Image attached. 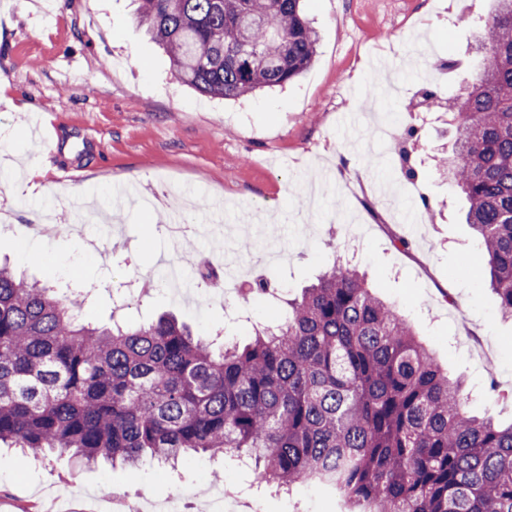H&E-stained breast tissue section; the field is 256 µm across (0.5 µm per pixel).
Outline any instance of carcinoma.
Returning a JSON list of instances; mask_svg holds the SVG:
<instances>
[{"label":"carcinoma","mask_w":512,"mask_h":512,"mask_svg":"<svg viewBox=\"0 0 512 512\" xmlns=\"http://www.w3.org/2000/svg\"><path fill=\"white\" fill-rule=\"evenodd\" d=\"M301 0H141L175 76L204 95L283 86L313 61ZM489 65L448 102V179L512 318V0L483 21ZM85 294L0 267V442L135 467L246 456L288 493L307 479L361 512H512V423L479 418L461 381L348 263L224 347L173 317L102 327Z\"/></svg>","instance_id":"cac0c4a2"}]
</instances>
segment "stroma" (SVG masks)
I'll use <instances>...</instances> for the list:
<instances>
[{
    "mask_svg": "<svg viewBox=\"0 0 512 512\" xmlns=\"http://www.w3.org/2000/svg\"><path fill=\"white\" fill-rule=\"evenodd\" d=\"M0 0V263L65 291L62 266L77 262L96 322H148L171 312L204 335L249 342L270 304L250 294L270 277L291 298L334 261L358 266L370 287L415 326L451 377L492 398L477 415L512 423V322L478 269L467 203L437 162L453 155L447 115L421 125L417 182L432 223L404 225L414 199L397 155L368 137L397 90L433 85L459 95L486 65L479 29L493 0H303L317 33L314 64L286 88L236 100L180 85L167 53L136 19V0ZM42 169V195L5 193L24 165ZM154 197L129 207L113 186ZM206 236L171 237V212ZM41 228L40 252L23 262L19 229ZM406 239L408 247L397 246ZM179 262L183 287L137 293L161 263ZM225 470L240 492L235 512H342L315 490L258 495L253 472L194 454L176 467L76 464L0 447V512H25L57 493L53 512H110L105 490L130 500L169 499L177 483L200 486Z\"/></svg>",
    "mask_w": 512,
    "mask_h": 512,
    "instance_id": "1",
    "label": "stroma"
}]
</instances>
